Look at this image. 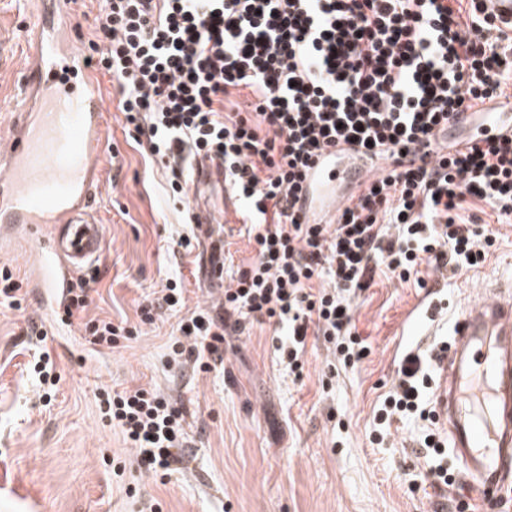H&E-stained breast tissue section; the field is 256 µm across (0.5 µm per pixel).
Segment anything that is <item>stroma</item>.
<instances>
[{
	"instance_id": "1",
	"label": "stroma",
	"mask_w": 512,
	"mask_h": 512,
	"mask_svg": "<svg viewBox=\"0 0 512 512\" xmlns=\"http://www.w3.org/2000/svg\"><path fill=\"white\" fill-rule=\"evenodd\" d=\"M29 17L20 0H0V37L10 48L0 67V99L14 96L29 47ZM105 148L93 217L104 247L93 262L99 278L90 304L64 325L41 317L31 283L35 259L27 237H0V269L11 271L26 298L21 309L0 306V512H133L135 505L112 477L114 459L132 456L118 429L101 420L99 388L154 387L186 411L193 447L187 467L160 480L133 473L143 499L164 512H436L456 505L465 489L440 492L430 468L414 452L432 418L394 421L384 445L371 443L374 413L396 378L405 350L433 357L449 342L464 304L502 275L512 274V226L500 225L495 251L484 263L440 281L421 327L409 315L424 294L377 272L352 303L353 322L370 346L356 366L323 372L331 355L323 338L310 337L302 377L279 365L271 326L253 323L233 337L222 364L209 372L177 373L164 365L177 314L165 312L134 341L97 354L82 324L134 317L138 302L181 276L185 308L219 304L225 278L253 255L230 188L197 182L190 208L210 211V226L196 229L191 253L169 250L184 232L182 213L168 202L157 165L128 134L112 108L116 82L103 75ZM222 267L223 280L210 268ZM45 331L38 340L37 331ZM45 344L60 376L43 401L28 370L30 348Z\"/></svg>"
}]
</instances>
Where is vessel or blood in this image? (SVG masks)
Segmentation results:
<instances>
[{
  "instance_id": "vessel-or-blood-1",
  "label": "vessel or blood",
  "mask_w": 512,
  "mask_h": 512,
  "mask_svg": "<svg viewBox=\"0 0 512 512\" xmlns=\"http://www.w3.org/2000/svg\"><path fill=\"white\" fill-rule=\"evenodd\" d=\"M32 48L7 105L12 134L0 150V231H24L41 258L40 313L53 317L71 271L103 250L100 224L89 215L98 185L104 99L99 82L73 47V28L59 19L67 0H36ZM512 128V113L491 112L478 136ZM369 165L325 152L314 157L304 188L309 223L331 224ZM57 234L43 238L45 226ZM436 361L434 416L473 492L469 512L512 490V278L474 296L453 325Z\"/></svg>"
}]
</instances>
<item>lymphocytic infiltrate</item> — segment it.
I'll return each instance as SVG.
<instances>
[{"label": "lymphocytic infiltrate", "mask_w": 512, "mask_h": 512, "mask_svg": "<svg viewBox=\"0 0 512 512\" xmlns=\"http://www.w3.org/2000/svg\"><path fill=\"white\" fill-rule=\"evenodd\" d=\"M96 36L115 109L161 165L169 198L186 203L196 160L222 163L254 243L223 311L178 321L170 369L210 371L247 318L285 330L277 350L295 376L312 335L355 365L369 348L351 301L377 267L402 282L424 264L453 276L499 236L461 221L465 205L512 223V135L448 139L456 112L512 106V36L482 0H100ZM235 97L244 109L227 111ZM345 142L397 161L358 182L335 223H306L297 194L308 162ZM426 370L422 355H402L379 425L419 412ZM98 405L139 470L183 467L184 411L171 396L104 387Z\"/></svg>", "instance_id": "obj_1"}]
</instances>
